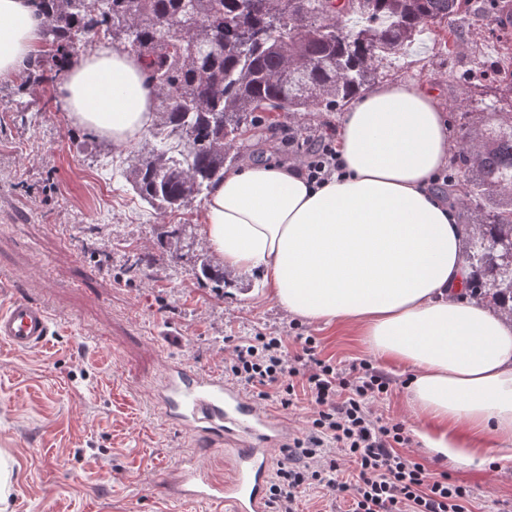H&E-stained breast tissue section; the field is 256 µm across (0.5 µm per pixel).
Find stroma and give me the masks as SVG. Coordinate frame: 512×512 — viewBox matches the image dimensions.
<instances>
[{"mask_svg":"<svg viewBox=\"0 0 512 512\" xmlns=\"http://www.w3.org/2000/svg\"><path fill=\"white\" fill-rule=\"evenodd\" d=\"M492 21L453 50L426 34L385 63L384 82L436 80L444 106L463 95L452 75L469 69L475 51L486 64L500 57ZM45 112H20L12 81H0V279L15 294L43 302L54 332L38 349L16 353L0 343V461L9 473L0 512H181L170 497L184 456L193 455L219 478L224 454L169 425L152 402L166 360L218 373L223 338L284 329L294 320L269 297L259 276H236L216 293L195 273L208 250L202 201L188 214L152 209L121 175L141 148H114L97 132L73 123L57 83L35 89ZM338 112L279 117L262 138L244 137L237 163L283 162L273 145L282 127L298 136ZM182 227L184 248L171 258L159 245L160 225ZM140 254L138 274L128 260ZM323 358L347 365L370 360L394 381L375 408L414 430L406 393L409 370L371 357L352 325L303 323ZM411 454L433 476L466 487L472 512H512L510 477L492 469L459 468L431 455L419 440Z\"/></svg>","mask_w":512,"mask_h":512,"instance_id":"obj_1","label":"stroma"}]
</instances>
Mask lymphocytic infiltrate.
I'll return each instance as SVG.
<instances>
[{
  "instance_id": "obj_1",
  "label": "lymphocytic infiltrate",
  "mask_w": 512,
  "mask_h": 512,
  "mask_svg": "<svg viewBox=\"0 0 512 512\" xmlns=\"http://www.w3.org/2000/svg\"><path fill=\"white\" fill-rule=\"evenodd\" d=\"M299 161L308 183L322 186L345 174L332 128L303 142L292 133L280 141ZM287 338L258 331L230 339L224 377L252 397L287 409L307 403L308 428L294 438L269 486L268 512H300L303 494L318 487L343 499L347 512H469L466 488L448 476H430L407 447L403 422L377 414L371 403L390 391L391 380L368 363L341 369L320 358L314 337H300L289 352ZM355 468L338 480L342 461Z\"/></svg>"
}]
</instances>
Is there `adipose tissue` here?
Listing matches in <instances>:
<instances>
[{
  "label": "adipose tissue",
  "instance_id": "obj_1",
  "mask_svg": "<svg viewBox=\"0 0 512 512\" xmlns=\"http://www.w3.org/2000/svg\"><path fill=\"white\" fill-rule=\"evenodd\" d=\"M42 40L33 0H0V80ZM59 95L75 124L117 148L157 121L140 60L107 45L69 67ZM336 139L348 175L318 189L294 165L226 173L203 208L212 251L227 270L259 274L288 313L354 325L370 353L410 370L416 434L432 455L477 470L512 460V320L463 298L465 236L429 189L451 149L438 92L376 86Z\"/></svg>",
  "mask_w": 512,
  "mask_h": 512
}]
</instances>
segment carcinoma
I'll list each match as a JSON object with an SVG mask.
<instances>
[{
    "instance_id": "obj_1",
    "label": "carcinoma",
    "mask_w": 512,
    "mask_h": 512,
    "mask_svg": "<svg viewBox=\"0 0 512 512\" xmlns=\"http://www.w3.org/2000/svg\"><path fill=\"white\" fill-rule=\"evenodd\" d=\"M36 0L44 42L16 77L17 93L56 80L96 38L144 63L156 91L152 140L123 172L150 207L181 211L224 179L259 116L336 112L379 79L381 62L425 31L457 43L470 0ZM500 58V95L484 112L467 98L452 113L458 150L448 194L462 202L470 296L512 319V0H490ZM172 257L180 229L163 226ZM200 277L224 288L230 275L207 253Z\"/></svg>"
}]
</instances>
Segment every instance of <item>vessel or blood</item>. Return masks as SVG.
Masks as SVG:
<instances>
[{
    "mask_svg": "<svg viewBox=\"0 0 512 512\" xmlns=\"http://www.w3.org/2000/svg\"><path fill=\"white\" fill-rule=\"evenodd\" d=\"M51 327L50 312L40 302L15 297L0 305V342L13 350L46 344ZM154 402L172 425L222 447L231 462L230 477L218 481L195 461H187L179 475V504L225 503L232 512H266L273 453L293 436L285 418L223 375L178 362L166 364Z\"/></svg>",
    "mask_w": 512,
    "mask_h": 512,
    "instance_id": "obj_1",
    "label": "vessel or blood"
}]
</instances>
